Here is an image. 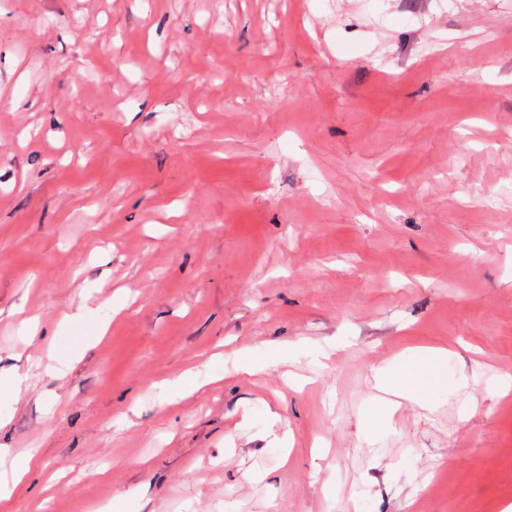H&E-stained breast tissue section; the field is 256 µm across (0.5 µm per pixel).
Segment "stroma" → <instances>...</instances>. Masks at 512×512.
Wrapping results in <instances>:
<instances>
[{
	"mask_svg": "<svg viewBox=\"0 0 512 512\" xmlns=\"http://www.w3.org/2000/svg\"><path fill=\"white\" fill-rule=\"evenodd\" d=\"M508 133L512 0H0V512H502ZM440 380V353L435 349H424L419 361L409 363L398 375L382 379L390 393L406 399L421 398L428 385Z\"/></svg>",
	"mask_w": 512,
	"mask_h": 512,
	"instance_id": "35a3bbf8",
	"label": "stroma"
}]
</instances>
